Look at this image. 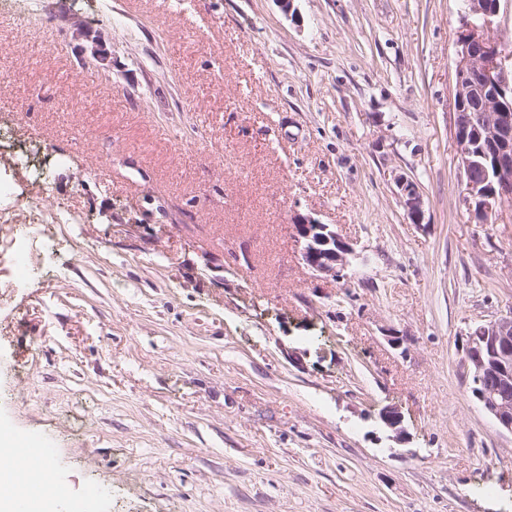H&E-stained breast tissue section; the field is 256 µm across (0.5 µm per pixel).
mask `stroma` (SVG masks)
Listing matches in <instances>:
<instances>
[{"label": "stroma", "instance_id": "35a3bbf8", "mask_svg": "<svg viewBox=\"0 0 512 512\" xmlns=\"http://www.w3.org/2000/svg\"><path fill=\"white\" fill-rule=\"evenodd\" d=\"M56 2L0 7V440L49 437L73 512H512L461 366L512 313V201L471 219L451 146L462 0ZM396 183L404 199L407 217L414 224L419 223L422 217V198L415 183L402 176L396 178ZM295 237L302 243V258L315 271L337 276L348 265L353 249L328 224L311 216H296Z\"/></svg>", "mask_w": 512, "mask_h": 512}]
</instances>
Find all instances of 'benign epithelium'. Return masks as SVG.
I'll return each instance as SVG.
<instances>
[{"mask_svg":"<svg viewBox=\"0 0 512 512\" xmlns=\"http://www.w3.org/2000/svg\"><path fill=\"white\" fill-rule=\"evenodd\" d=\"M507 7L502 0H465L457 41L452 149L460 161L468 210L482 224L495 220L497 207L512 198V55L495 44L498 18ZM491 146V155L478 147ZM492 160L494 180L475 199L473 170L486 171ZM396 183L407 217H422V198L414 182L399 176ZM295 237L302 258L315 271L337 275L348 265L353 249L327 224L311 216H296ZM465 369L474 366L489 382L477 393L498 427L512 433V316L479 324L467 335Z\"/></svg>","mask_w":512,"mask_h":512,"instance_id":"benign-epithelium-1","label":"benign epithelium"}]
</instances>
